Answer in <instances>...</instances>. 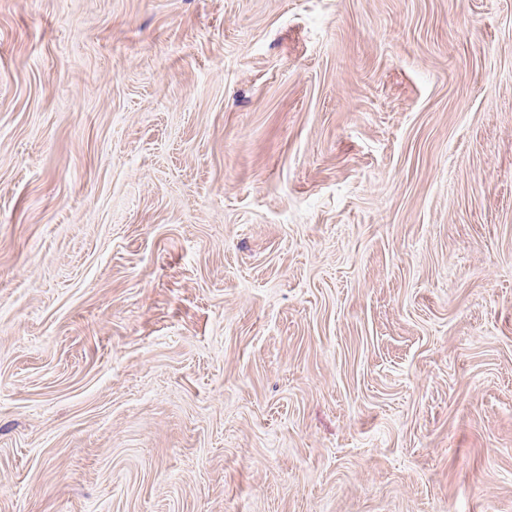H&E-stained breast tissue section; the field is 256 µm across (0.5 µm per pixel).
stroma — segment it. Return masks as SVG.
I'll return each instance as SVG.
<instances>
[{"mask_svg": "<svg viewBox=\"0 0 512 512\" xmlns=\"http://www.w3.org/2000/svg\"><path fill=\"white\" fill-rule=\"evenodd\" d=\"M0 512H512V0H0Z\"/></svg>", "mask_w": 512, "mask_h": 512, "instance_id": "1", "label": "stroma"}]
</instances>
